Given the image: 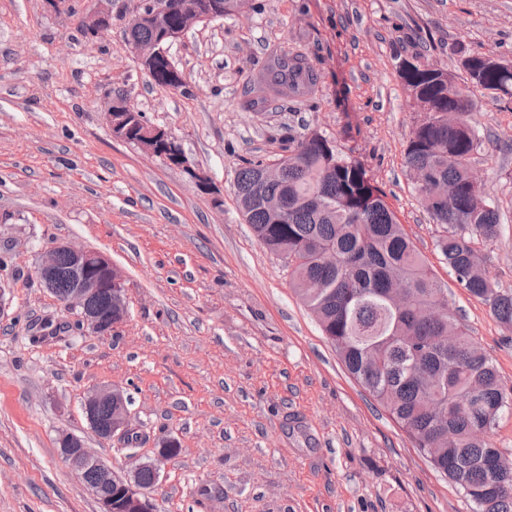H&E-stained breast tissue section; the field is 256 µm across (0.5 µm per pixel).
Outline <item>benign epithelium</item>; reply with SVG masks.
<instances>
[{
	"label": "benign epithelium",
	"mask_w": 512,
	"mask_h": 512,
	"mask_svg": "<svg viewBox=\"0 0 512 512\" xmlns=\"http://www.w3.org/2000/svg\"><path fill=\"white\" fill-rule=\"evenodd\" d=\"M114 0H96V7L81 17V28L86 37L94 39L112 30V3ZM134 6L124 16L129 24L134 20L153 24L158 39L131 47L138 64L148 66L160 55L170 54V48L200 23L211 21L202 13L196 0H131ZM178 8L181 25L168 28L166 18ZM104 117L113 137L129 141L138 133L134 144L143 152L156 157L160 146L172 140L163 127L141 121V111L124 94L109 98ZM171 165L181 168L189 181L201 192L213 190L210 175L180 152ZM36 274L43 286L53 294L67 311L76 314L81 329L96 336H110L128 317L126 289L112 260L105 254L76 247L70 243L53 242L41 253ZM83 413L95 433L104 440L131 432L124 393L104 387L85 397ZM59 451L75 475L95 496L100 512H157L149 497V486L140 481L143 469L152 470L159 480L162 467L179 452V441L174 437L162 440L154 457L132 462L127 474L118 478L115 471L84 446L83 441L66 431L57 436Z\"/></svg>",
	"instance_id": "benign-epithelium-1"
}]
</instances>
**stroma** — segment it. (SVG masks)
Returning <instances> with one entry per match:
<instances>
[{
  "label": "stroma",
  "mask_w": 512,
  "mask_h": 512,
  "mask_svg": "<svg viewBox=\"0 0 512 512\" xmlns=\"http://www.w3.org/2000/svg\"><path fill=\"white\" fill-rule=\"evenodd\" d=\"M51 11L0 0V512H99L69 469L59 431L117 474L180 451L151 490L158 512H470L406 434L343 368L282 263L242 220L232 191L243 160H277L284 128H316L360 161L448 290V305L512 387V329L442 263L441 233L404 163L419 115L398 74L414 55L459 69L453 47L512 59V0H252L250 16L200 24L171 49L190 85L151 83L124 23L86 38L94 0ZM303 53L320 81L309 100L247 106L243 89L273 50ZM127 95L168 129L214 192L112 137L106 96ZM472 166L500 208L480 247L512 290V98L474 92ZM53 241L107 254L128 317L109 336L78 329L35 274ZM123 391L139 439H101L81 405Z\"/></svg>",
  "instance_id": "obj_1"
}]
</instances>
